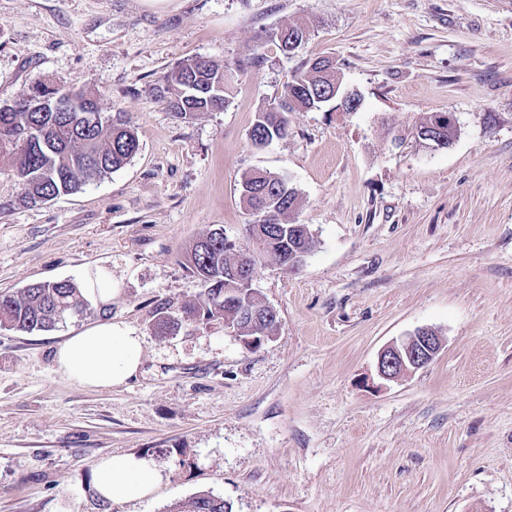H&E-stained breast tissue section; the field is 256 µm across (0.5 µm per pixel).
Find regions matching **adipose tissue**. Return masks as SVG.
I'll return each instance as SVG.
<instances>
[{"mask_svg": "<svg viewBox=\"0 0 512 512\" xmlns=\"http://www.w3.org/2000/svg\"><path fill=\"white\" fill-rule=\"evenodd\" d=\"M62 376L83 387H117L135 377L142 365V340L125 324L108 321L69 336L55 352ZM163 474L150 456L112 454L93 467L97 493L118 502L152 493Z\"/></svg>", "mask_w": 512, "mask_h": 512, "instance_id": "ef3b65f1", "label": "adipose tissue"}]
</instances>
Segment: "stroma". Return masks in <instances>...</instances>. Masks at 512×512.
I'll list each match as a JSON object with an SVG mask.
<instances>
[{
  "label": "stroma",
  "instance_id": "stroma-1",
  "mask_svg": "<svg viewBox=\"0 0 512 512\" xmlns=\"http://www.w3.org/2000/svg\"><path fill=\"white\" fill-rule=\"evenodd\" d=\"M308 25L295 56L269 38ZM335 59L353 112L289 113L265 148L259 108L302 60ZM232 69L220 112L176 118L154 92L180 62ZM122 110L140 149L80 192L23 204L0 161V292L112 273L119 293L46 333L0 330V512H104L93 465L148 455L165 478L105 512H169L201 492L232 512H512V0H0V103L40 77ZM452 114L446 147L419 140ZM286 176L315 246L259 266L278 316L251 348L220 318L154 328L199 302L189 243L257 215L253 169ZM142 338L126 384L64 378L57 345L95 323ZM443 347L381 384L379 351L417 328Z\"/></svg>",
  "mask_w": 512,
  "mask_h": 512
}]
</instances>
